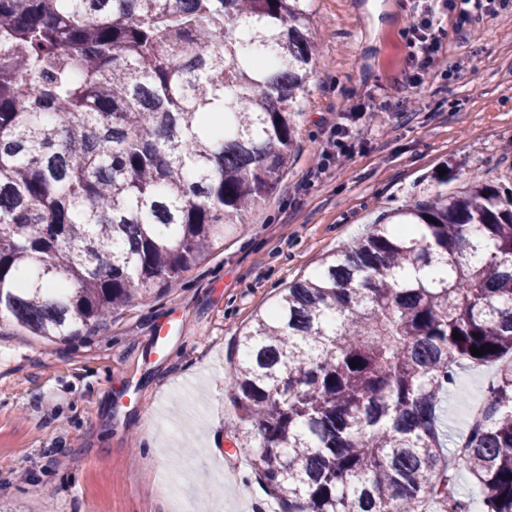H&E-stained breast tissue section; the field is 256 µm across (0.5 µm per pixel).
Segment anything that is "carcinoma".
Listing matches in <instances>:
<instances>
[{
    "label": "carcinoma",
    "instance_id": "obj_1",
    "mask_svg": "<svg viewBox=\"0 0 512 512\" xmlns=\"http://www.w3.org/2000/svg\"><path fill=\"white\" fill-rule=\"evenodd\" d=\"M309 24L307 0H0V321L78 336L222 247L297 145ZM395 217L240 337L238 446L286 512H448L455 470L512 512V368L461 439L442 406L462 366L512 357V187Z\"/></svg>",
    "mask_w": 512,
    "mask_h": 512
}]
</instances>
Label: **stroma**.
<instances>
[{"label":"stroma","instance_id":"35a3bbf8","mask_svg":"<svg viewBox=\"0 0 512 512\" xmlns=\"http://www.w3.org/2000/svg\"><path fill=\"white\" fill-rule=\"evenodd\" d=\"M417 0H309L312 64L297 147L275 193L224 248L172 288L135 301L110 326L42 340L0 323V512H281L240 452L230 391L239 337L279 289L313 271L381 215L470 178L512 179V20L441 15L442 47L413 93L399 83ZM383 108L373 118L371 108ZM348 114L354 154L320 179L323 121ZM178 335L157 352L153 333ZM497 365L460 369L446 395L455 435ZM189 471L176 495L170 475Z\"/></svg>","mask_w":512,"mask_h":512}]
</instances>
